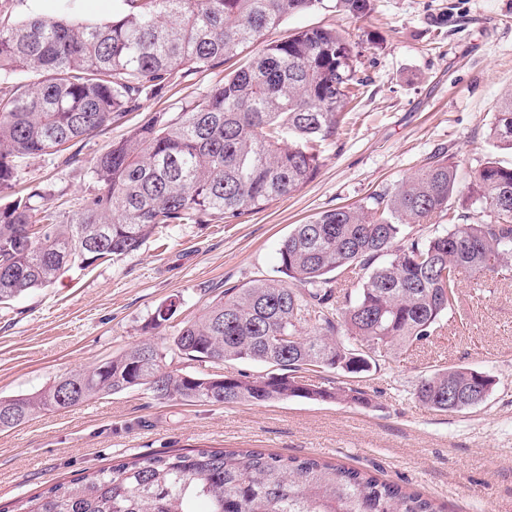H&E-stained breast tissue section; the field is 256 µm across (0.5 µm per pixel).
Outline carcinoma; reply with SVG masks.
Here are the masks:
<instances>
[{
	"mask_svg": "<svg viewBox=\"0 0 512 512\" xmlns=\"http://www.w3.org/2000/svg\"><path fill=\"white\" fill-rule=\"evenodd\" d=\"M322 0H117L105 23L64 13L0 17V304L53 284L66 268L120 260L169 224L238 219L300 191L322 143L342 131L364 81L357 52L332 28L266 34ZM354 15L371 0H336ZM245 62L182 111L157 113L91 166L79 207L57 212L38 186L16 191L18 161L80 163L73 150L159 94L175 76ZM34 73L29 84L15 80ZM490 140L512 151V93ZM455 166L437 156L391 191L294 225L279 248L281 279L227 288L161 347L143 340L44 389L0 397V431L45 411L143 389L158 400L230 405L300 398L368 406L372 395L305 383L303 373L367 374L429 338L459 307L460 276L512 279V166L488 160L462 212L422 238L415 225L448 211ZM355 280L356 293L345 288ZM312 324L308 335L302 324ZM271 367L256 375L183 373L171 360ZM494 381L465 366L426 373L415 395L440 412L483 403ZM18 512H439L415 491L316 457L201 448L121 460L27 498Z\"/></svg>",
	"mask_w": 512,
	"mask_h": 512,
	"instance_id": "1",
	"label": "carcinoma"
}]
</instances>
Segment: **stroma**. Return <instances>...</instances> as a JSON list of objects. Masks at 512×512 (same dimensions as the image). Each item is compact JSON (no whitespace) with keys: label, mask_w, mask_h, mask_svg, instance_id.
Segmentation results:
<instances>
[{"label":"stroma","mask_w":512,"mask_h":512,"mask_svg":"<svg viewBox=\"0 0 512 512\" xmlns=\"http://www.w3.org/2000/svg\"><path fill=\"white\" fill-rule=\"evenodd\" d=\"M310 27L336 28L357 43L365 82L315 179L233 221L169 225L121 260L64 270L49 287L0 304L1 397L37 392L143 339L166 345L225 289L278 278V250L294 225L389 191L437 154L457 165L465 184L487 159L512 165V153L488 138L501 96L512 92V0H374L366 17L323 0L269 37ZM239 64L173 77L161 94L79 143L78 165L23 161L24 183L51 190L53 208L74 209L91 185L93 158L149 116L181 111ZM459 293L460 314L377 370L309 374L317 386L344 380L363 388L373 398L367 408L299 398L212 406L137 390L0 432V512L84 471L211 447L340 463L421 492L446 512H512V280L480 285L465 275ZM173 298L174 315L154 327V310ZM457 365L493 379L483 404L439 412L418 402L421 375Z\"/></svg>","instance_id":"obj_1"}]
</instances>
